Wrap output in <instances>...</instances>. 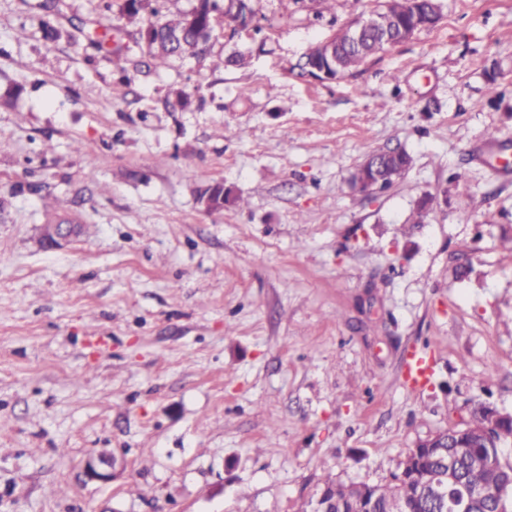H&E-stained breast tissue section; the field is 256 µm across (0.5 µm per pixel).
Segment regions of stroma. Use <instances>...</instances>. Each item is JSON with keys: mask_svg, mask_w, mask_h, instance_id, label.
Masks as SVG:
<instances>
[{"mask_svg": "<svg viewBox=\"0 0 512 512\" xmlns=\"http://www.w3.org/2000/svg\"><path fill=\"white\" fill-rule=\"evenodd\" d=\"M41 2L0 0V512H304L323 476L388 482L477 402L512 412V0H445L327 81L305 52L377 0H254L261 35L211 48L252 61L220 69L148 66L123 0ZM385 149L412 167L354 191ZM213 182L240 204L206 210ZM47 194L85 227L59 249ZM406 364L405 380L411 388H421L432 375V362L425 354L411 355ZM112 455H99L86 460L83 468L84 476L89 481L108 482L112 479Z\"/></svg>", "mask_w": 512, "mask_h": 512, "instance_id": "1", "label": "stroma"}]
</instances>
